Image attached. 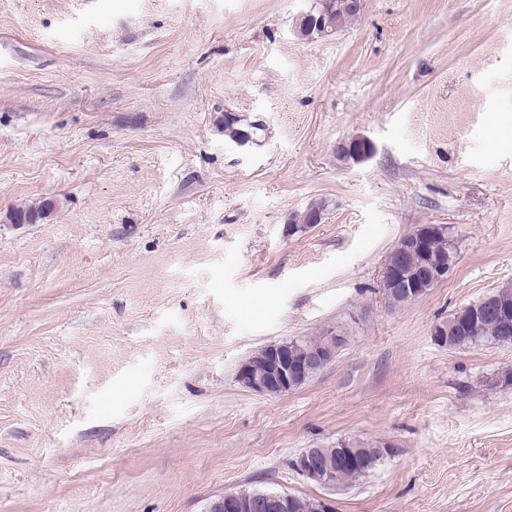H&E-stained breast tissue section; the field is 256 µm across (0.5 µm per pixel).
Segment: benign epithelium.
Returning <instances> with one entry per match:
<instances>
[{
  "label": "benign epithelium",
  "instance_id": "7a95c632",
  "mask_svg": "<svg viewBox=\"0 0 512 512\" xmlns=\"http://www.w3.org/2000/svg\"><path fill=\"white\" fill-rule=\"evenodd\" d=\"M339 150L357 160H365L374 152L371 141L363 138L353 139ZM433 227H422L402 237L395 245L401 255L411 251L427 252V243ZM448 277V267L440 263H430L422 274L423 281L434 286ZM496 316L503 322L504 335L509 332L512 323V304L489 294L472 304L464 328L476 330V327L489 316ZM337 335L332 332L326 336L324 344L317 349L300 350L282 341L263 347V356L267 371L259 375L255 372L254 361L244 362L236 375L237 382L252 391L267 395H280L299 388L304 379L327 367L336 357ZM352 457L341 454L333 460L321 461L313 450L300 454L296 460V470L306 479L326 488L336 486L339 470L347 468ZM209 512H288V497L282 495L254 496L242 491L226 493L213 501Z\"/></svg>",
  "mask_w": 512,
  "mask_h": 512
}]
</instances>
